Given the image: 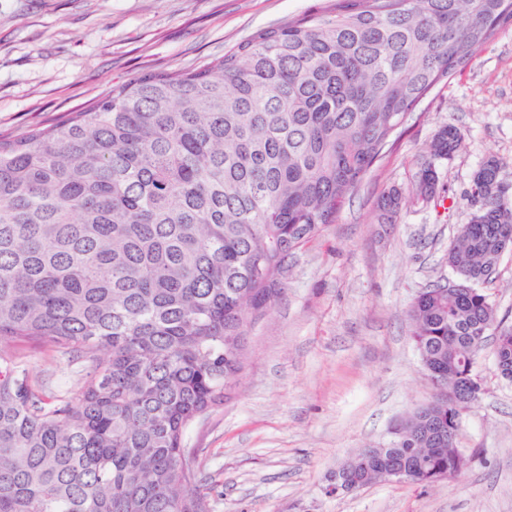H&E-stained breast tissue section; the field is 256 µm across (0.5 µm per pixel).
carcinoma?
Here are the masks:
<instances>
[{
  "instance_id": "carcinoma-1",
  "label": "carcinoma",
  "mask_w": 512,
  "mask_h": 512,
  "mask_svg": "<svg viewBox=\"0 0 512 512\" xmlns=\"http://www.w3.org/2000/svg\"><path fill=\"white\" fill-rule=\"evenodd\" d=\"M511 23L512 0H333L0 138V512H208L184 435L227 397L249 315L271 307L289 259L336 220L401 119ZM463 140L440 127L410 184L378 199L381 222L445 198L436 163ZM500 170L491 156L471 176L484 204L448 248L456 280L408 310L423 363L478 395L489 337L512 381V325L480 288L512 251ZM16 344L71 347L91 371L48 402ZM471 401L416 410L385 465L417 484L460 476ZM377 467L352 464L348 479Z\"/></svg>"
}]
</instances>
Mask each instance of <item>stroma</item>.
I'll use <instances>...</instances> for the list:
<instances>
[{
  "label": "stroma",
  "mask_w": 512,
  "mask_h": 512,
  "mask_svg": "<svg viewBox=\"0 0 512 512\" xmlns=\"http://www.w3.org/2000/svg\"><path fill=\"white\" fill-rule=\"evenodd\" d=\"M328 0H0V136L79 110L113 85L223 56L260 28ZM463 131L440 168L445 204L376 220L380 196L405 185L439 127ZM512 183V25L418 104L346 200L334 223L294 254L287 284L250 321L243 368L224 402L186 431L209 512H512V382L485 347L480 398L462 415L469 463L431 485L376 482L326 494L336 469L440 391L424 369L407 312L430 284L447 282L448 247L470 219V177L488 156ZM512 325V253L482 286ZM35 392L48 400L84 384L87 364L68 348L25 346Z\"/></svg>",
  "instance_id": "35a3bbf8"
}]
</instances>
